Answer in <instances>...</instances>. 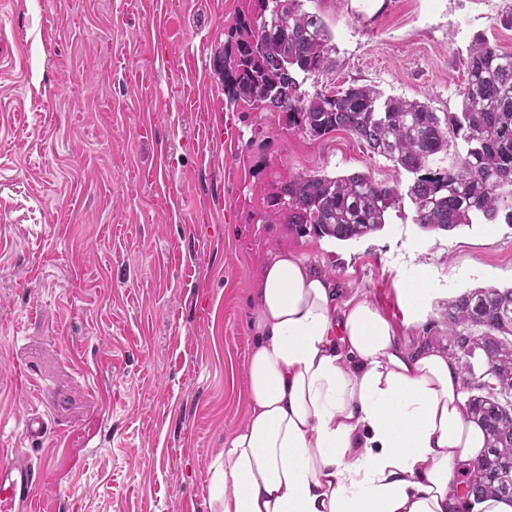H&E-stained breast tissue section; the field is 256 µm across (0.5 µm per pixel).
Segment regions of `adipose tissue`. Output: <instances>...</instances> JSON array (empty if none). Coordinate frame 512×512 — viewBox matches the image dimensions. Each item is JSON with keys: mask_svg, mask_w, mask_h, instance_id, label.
Returning a JSON list of instances; mask_svg holds the SVG:
<instances>
[{"mask_svg": "<svg viewBox=\"0 0 512 512\" xmlns=\"http://www.w3.org/2000/svg\"><path fill=\"white\" fill-rule=\"evenodd\" d=\"M250 327L249 414L211 472L213 512H512L463 494L485 438L447 350L406 348L288 249L259 271Z\"/></svg>", "mask_w": 512, "mask_h": 512, "instance_id": "ef3b65f1", "label": "adipose tissue"}]
</instances>
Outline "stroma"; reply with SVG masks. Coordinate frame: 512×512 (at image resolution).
Returning a JSON list of instances; mask_svg holds the SVG:
<instances>
[{"label": "stroma", "mask_w": 512, "mask_h": 512, "mask_svg": "<svg viewBox=\"0 0 512 512\" xmlns=\"http://www.w3.org/2000/svg\"><path fill=\"white\" fill-rule=\"evenodd\" d=\"M239 0H0V451L47 468L35 512H209L246 420L249 296L288 245L406 345L448 344L449 299L512 285L504 219L425 232L403 200L352 241L268 224L274 184H408L350 134L227 105ZM336 53L306 92L373 84L457 111L475 34L512 52V0H319ZM434 287L409 321L395 285ZM48 434L23 437L32 413Z\"/></svg>", "instance_id": "obj_1"}]
</instances>
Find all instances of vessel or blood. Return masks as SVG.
Segmentation results:
<instances>
[{
    "instance_id": "vessel-or-blood-1",
    "label": "vessel or blood",
    "mask_w": 512,
    "mask_h": 512,
    "mask_svg": "<svg viewBox=\"0 0 512 512\" xmlns=\"http://www.w3.org/2000/svg\"><path fill=\"white\" fill-rule=\"evenodd\" d=\"M45 480L42 467L22 455L0 463V512H34Z\"/></svg>"
}]
</instances>
